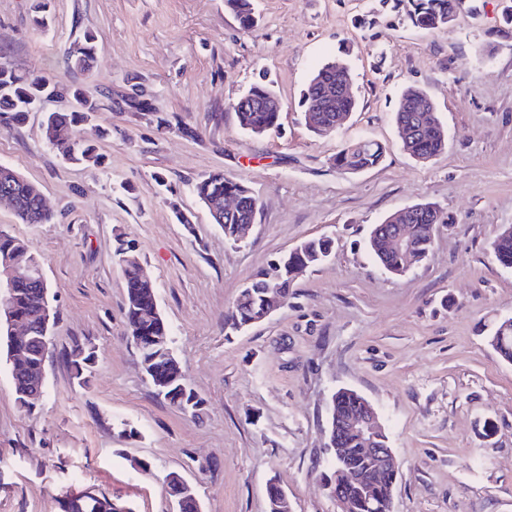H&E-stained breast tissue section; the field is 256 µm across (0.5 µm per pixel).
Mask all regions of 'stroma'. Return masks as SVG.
<instances>
[{
	"label": "stroma",
	"mask_w": 512,
	"mask_h": 512,
	"mask_svg": "<svg viewBox=\"0 0 512 512\" xmlns=\"http://www.w3.org/2000/svg\"><path fill=\"white\" fill-rule=\"evenodd\" d=\"M44 5L47 27L34 21ZM243 28L224 0H0V64L81 80L97 97L73 140L99 167L46 142L44 100L0 126V165L36 184L53 219L25 224L0 203V230L41 260L58 319L32 411L0 358V512H61L89 492L127 512H172L164 478L181 473L201 512H268L276 479L291 512H336L325 484L331 397L349 388L379 411L399 466L393 512H512V363L489 344L512 316V269L490 252L512 226V25L503 0H462L445 30L414 27L409 0H254ZM98 34L84 75L66 50ZM346 59L359 106L328 136L306 128L299 95L329 59ZM283 103L277 133L242 130L232 109L260 78ZM150 110L124 109L135 87ZM427 92L448 145L427 162L402 149L401 92ZM370 139L382 162L349 174L332 159ZM221 171L259 213L243 241L224 236L193 191ZM435 203L447 218L427 259L394 276L367 249L391 212ZM332 255L296 277L264 321L226 335L224 313L261 269L300 243ZM128 242L155 285L176 360L204 399L169 405L145 374L125 318L116 253ZM95 348L89 385L64 354ZM133 427L135 437L120 435Z\"/></svg>",
	"instance_id": "1"
}]
</instances>
